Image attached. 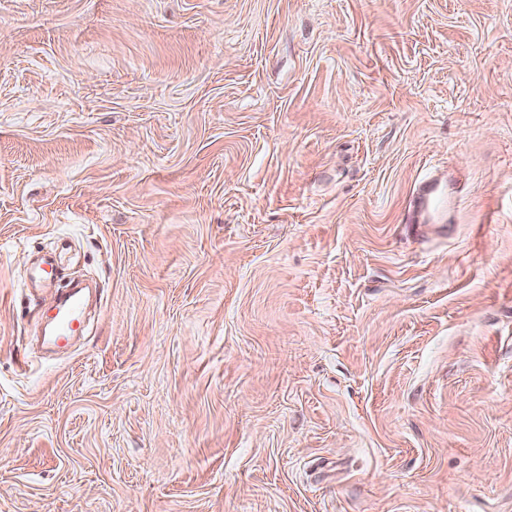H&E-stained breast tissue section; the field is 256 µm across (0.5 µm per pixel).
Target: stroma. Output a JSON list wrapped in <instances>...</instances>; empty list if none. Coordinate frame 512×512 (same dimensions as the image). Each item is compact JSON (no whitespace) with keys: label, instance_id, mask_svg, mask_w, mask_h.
Instances as JSON below:
<instances>
[{"label":"stroma","instance_id":"obj_1","mask_svg":"<svg viewBox=\"0 0 512 512\" xmlns=\"http://www.w3.org/2000/svg\"><path fill=\"white\" fill-rule=\"evenodd\" d=\"M0 512H512V0H0ZM448 206L447 186L437 179L426 180L414 192L405 224L416 230L426 222L446 223ZM61 307L63 311L56 326L60 343L65 342L66 336L82 334L84 327L78 300L68 297L63 300Z\"/></svg>","mask_w":512,"mask_h":512}]
</instances>
